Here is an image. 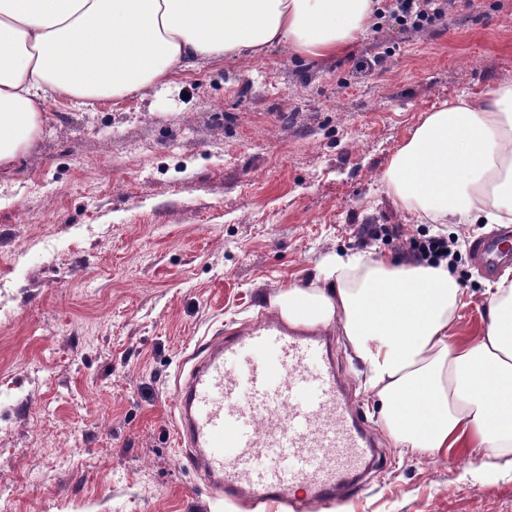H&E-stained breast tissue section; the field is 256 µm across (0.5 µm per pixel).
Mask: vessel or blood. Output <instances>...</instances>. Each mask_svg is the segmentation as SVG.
Here are the masks:
<instances>
[{
    "mask_svg": "<svg viewBox=\"0 0 512 512\" xmlns=\"http://www.w3.org/2000/svg\"><path fill=\"white\" fill-rule=\"evenodd\" d=\"M473 255L491 269L512 251L483 238ZM191 358L177 387V440L217 494L274 506L299 485L325 504L361 492L362 472L379 460L377 441L324 336L289 330L275 315L243 335L200 342Z\"/></svg>",
    "mask_w": 512,
    "mask_h": 512,
    "instance_id": "b4317fda",
    "label": "vessel or blood"
}]
</instances>
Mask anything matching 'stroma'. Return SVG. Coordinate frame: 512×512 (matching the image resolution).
Here are the masks:
<instances>
[{
	"mask_svg": "<svg viewBox=\"0 0 512 512\" xmlns=\"http://www.w3.org/2000/svg\"><path fill=\"white\" fill-rule=\"evenodd\" d=\"M388 48L381 72L356 60ZM512 79V0L455 4L414 34L392 22L315 60L268 48L177 72L146 95L46 101L32 147L0 167V490L12 512H332L304 490L290 507L214 496L177 445L175 386L202 338L272 315L333 252L398 257L425 230L381 181L424 112ZM367 224L396 236L366 237ZM459 237L482 323L489 272ZM350 401L381 464L347 512H512V471L400 454L378 423L364 366L327 328Z\"/></svg>",
	"mask_w": 512,
	"mask_h": 512,
	"instance_id": "stroma-1",
	"label": "stroma"
}]
</instances>
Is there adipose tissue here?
<instances>
[{"label": "adipose tissue", "instance_id": "obj_1", "mask_svg": "<svg viewBox=\"0 0 512 512\" xmlns=\"http://www.w3.org/2000/svg\"><path fill=\"white\" fill-rule=\"evenodd\" d=\"M373 0H0V165L26 151L47 98L93 103L168 84L199 61L247 63L290 42L330 57L366 32ZM423 224L512 226V81L424 114L382 174ZM486 318L459 336L471 296L447 261L345 252L272 305L290 325L336 326L366 367L394 445L512 469V267L484 283Z\"/></svg>", "mask_w": 512, "mask_h": 512}]
</instances>
